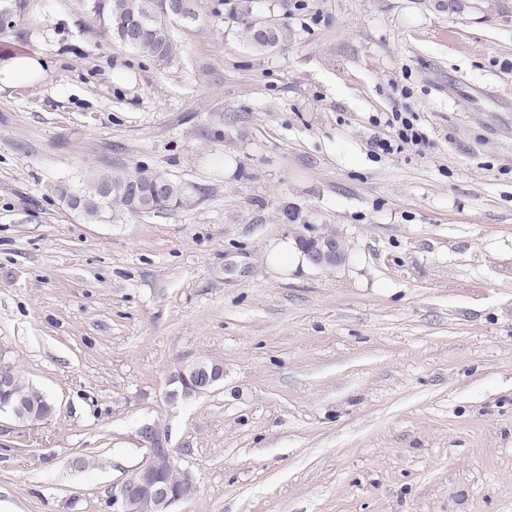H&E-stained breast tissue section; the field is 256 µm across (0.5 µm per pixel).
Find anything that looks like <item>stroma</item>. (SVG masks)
Listing matches in <instances>:
<instances>
[{"mask_svg": "<svg viewBox=\"0 0 512 512\" xmlns=\"http://www.w3.org/2000/svg\"><path fill=\"white\" fill-rule=\"evenodd\" d=\"M256 53L211 16L160 70L86 0H30L0 48V361L56 405L0 419V512H112L158 420L174 512H512V0H268ZM391 112L427 138L390 154ZM191 205L91 223L56 187L118 163ZM341 266L263 262L300 221ZM221 361L174 407L176 366ZM41 71L39 61L34 56L14 58L0 66V81L1 76L4 82L26 80L38 76ZM181 370H187L188 373L195 376L199 393H205L207 390L214 388L224 377L223 366L217 360L199 358L183 363L170 377V384L173 387L166 393V402L169 405L190 400L187 388L181 386L175 377V374Z\"/></svg>", "mask_w": 512, "mask_h": 512, "instance_id": "obj_1", "label": "stroma"}]
</instances>
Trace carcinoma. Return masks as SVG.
Instances as JSON below:
<instances>
[{
  "mask_svg": "<svg viewBox=\"0 0 512 512\" xmlns=\"http://www.w3.org/2000/svg\"><path fill=\"white\" fill-rule=\"evenodd\" d=\"M190 7L189 22L203 15V0H87L89 13L112 42L134 41L132 49L142 53L161 69L169 68L179 54L171 26L181 21L174 5ZM264 0H218L210 16L227 23L234 37L256 52L271 51L285 38L282 27L269 23L267 35L256 33ZM28 8V0H0V15L8 26L0 34L14 30ZM185 184L166 177L143 164H122L90 180L78 189L57 188L68 202H81V213L90 221L112 222L123 215L158 214L182 205Z\"/></svg>",
  "mask_w": 512,
  "mask_h": 512,
  "instance_id": "1",
  "label": "carcinoma"
}]
</instances>
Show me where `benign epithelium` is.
<instances>
[{
    "instance_id": "1",
    "label": "benign epithelium",
    "mask_w": 512,
    "mask_h": 512,
    "mask_svg": "<svg viewBox=\"0 0 512 512\" xmlns=\"http://www.w3.org/2000/svg\"><path fill=\"white\" fill-rule=\"evenodd\" d=\"M296 240L312 264L333 268L346 259L343 241L334 231L319 232L309 225L298 232ZM197 379L201 393L217 386L224 377L222 364L217 360L194 359L178 367ZM172 388L166 393V402L176 405L189 400L186 387L176 377H170ZM30 409L29 399L0 407V415L7 414L16 422L25 423ZM140 444L147 449L145 460L112 488V512H171L173 505L193 498L197 493L196 482L186 468L180 467L170 446L168 431L158 421L147 422L138 430ZM174 473L180 483L179 493L172 495L166 476Z\"/></svg>"
}]
</instances>
